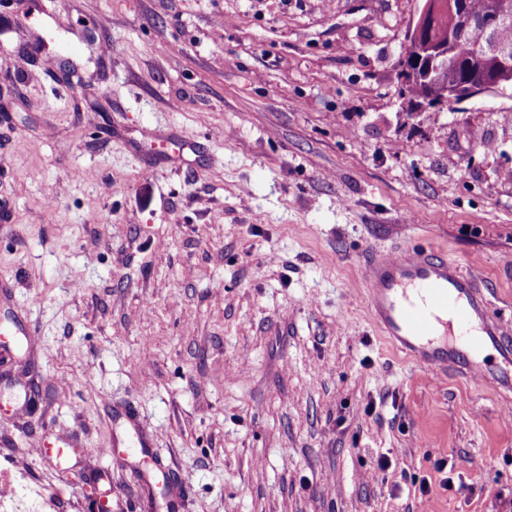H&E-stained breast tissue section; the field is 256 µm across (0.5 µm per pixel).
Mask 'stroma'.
<instances>
[{
    "mask_svg": "<svg viewBox=\"0 0 512 512\" xmlns=\"http://www.w3.org/2000/svg\"><path fill=\"white\" fill-rule=\"evenodd\" d=\"M418 6L0 0V471L18 494L512 512V394L412 365L365 301L366 251L423 245L512 321V94L402 95ZM44 41L69 74L18 64Z\"/></svg>",
    "mask_w": 512,
    "mask_h": 512,
    "instance_id": "stroma-1",
    "label": "stroma"
}]
</instances>
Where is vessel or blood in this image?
<instances>
[{
    "label": "vessel or blood",
    "instance_id": "vessel-or-blood-1",
    "mask_svg": "<svg viewBox=\"0 0 512 512\" xmlns=\"http://www.w3.org/2000/svg\"><path fill=\"white\" fill-rule=\"evenodd\" d=\"M363 263L373 320L413 364L512 388V324L492 312L477 279L431 248L372 251ZM491 350L499 356L492 367Z\"/></svg>",
    "mask_w": 512,
    "mask_h": 512
}]
</instances>
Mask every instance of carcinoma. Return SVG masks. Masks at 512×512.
Instances as JSON below:
<instances>
[{
  "instance_id": "1",
  "label": "carcinoma",
  "mask_w": 512,
  "mask_h": 512,
  "mask_svg": "<svg viewBox=\"0 0 512 512\" xmlns=\"http://www.w3.org/2000/svg\"><path fill=\"white\" fill-rule=\"evenodd\" d=\"M499 0H467V12L476 20L472 25H465L459 17L450 11L441 14L435 24L432 40H448V32H453L454 43L452 45L453 56L456 64L448 67L443 74V80H432L428 83L411 79L403 71H398V79L402 90L408 95L427 99L430 96L440 97L443 89L442 82L453 85L463 78L464 66L471 64L475 67L481 63L480 53L486 38V32L480 21L496 14Z\"/></svg>"
}]
</instances>
